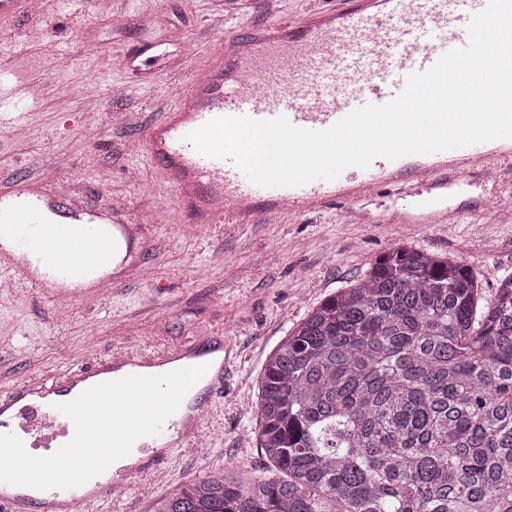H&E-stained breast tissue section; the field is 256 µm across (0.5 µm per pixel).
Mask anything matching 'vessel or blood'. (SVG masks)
Wrapping results in <instances>:
<instances>
[{
    "mask_svg": "<svg viewBox=\"0 0 512 512\" xmlns=\"http://www.w3.org/2000/svg\"><path fill=\"white\" fill-rule=\"evenodd\" d=\"M341 10H321L302 22L283 20L262 31L236 35L221 57L196 71L188 89L178 95L164 118L148 126L140 138L163 180L173 187L196 224H252L265 212L302 216L344 203L356 204L391 192L404 202L410 224H448L459 216L458 195L471 187L497 182L512 160V140L499 139L395 160L375 158L368 168L351 166L334 180H314L294 187H262L253 183L229 158L199 153L188 133L221 117L255 120L286 118L293 126L321 131L367 104L384 105L400 94L409 75L434 66L447 52L468 43L472 16L489 0H345ZM125 227L111 212L83 206L55 192L31 191L19 181L13 194L0 196V237L14 239L15 252H0V278L15 289L70 285V300L84 296L80 284L91 267L105 263L114 239ZM44 246L48 255L38 279L19 276L16 251ZM211 345H191L150 355L124 351L86 363L38 384L28 383L0 394V434L17 436L24 445L54 454L75 431L60 404L103 383L123 369L141 374L183 359L198 360L197 378L204 391L224 389L223 368L202 365ZM203 423L195 414L191 427L167 418L158 435L163 453L152 455L160 466L167 450L189 445ZM108 473L87 486L30 490L0 482V512H70L79 500L84 512L115 491Z\"/></svg>",
    "mask_w": 512,
    "mask_h": 512,
    "instance_id": "obj_1",
    "label": "vessel or blood"
}]
</instances>
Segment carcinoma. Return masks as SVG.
I'll return each instance as SVG.
<instances>
[{
	"label": "carcinoma",
	"mask_w": 512,
	"mask_h": 512,
	"mask_svg": "<svg viewBox=\"0 0 512 512\" xmlns=\"http://www.w3.org/2000/svg\"><path fill=\"white\" fill-rule=\"evenodd\" d=\"M399 245L267 358L256 439L273 476L208 475L161 512H512V275Z\"/></svg>",
	"instance_id": "1"
}]
</instances>
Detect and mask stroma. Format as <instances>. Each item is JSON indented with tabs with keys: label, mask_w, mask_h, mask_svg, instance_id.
I'll return each instance as SVG.
<instances>
[{
	"label": "stroma",
	"mask_w": 512,
	"mask_h": 512,
	"mask_svg": "<svg viewBox=\"0 0 512 512\" xmlns=\"http://www.w3.org/2000/svg\"><path fill=\"white\" fill-rule=\"evenodd\" d=\"M308 0H112L111 15L88 0H63L38 18L0 23V63L16 84L40 82L18 112H0V194L30 178L46 188L70 183L95 207L122 209L142 225L149 278L130 276L107 295L58 309L46 289L0 291V392L49 379L68 365L127 349L145 353L212 336L230 339L224 391L202 428L205 452L173 449L161 473H143L95 512H159L176 489L226 467L258 475L271 465L253 431L267 356L315 306L359 280L391 246L459 257L481 285V303L512 274V165L499 175L500 199L482 206V188L457 199L455 224H394L393 198L365 206L352 221L334 212L256 224H193L147 155L128 150L160 119L230 30L261 29L304 14ZM181 33L159 73L114 67L113 55ZM101 109L88 140V96Z\"/></svg>",
	"instance_id": "1"
}]
</instances>
